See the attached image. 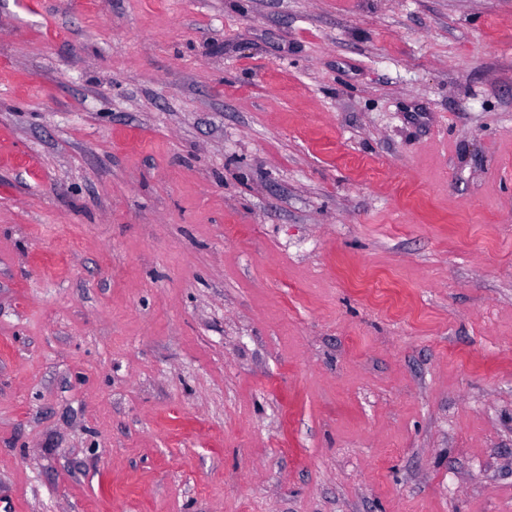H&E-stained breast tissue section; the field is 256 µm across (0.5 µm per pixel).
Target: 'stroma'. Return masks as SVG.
I'll return each instance as SVG.
<instances>
[{"label": "stroma", "instance_id": "obj_1", "mask_svg": "<svg viewBox=\"0 0 512 512\" xmlns=\"http://www.w3.org/2000/svg\"><path fill=\"white\" fill-rule=\"evenodd\" d=\"M0 512H512V0H0Z\"/></svg>", "mask_w": 512, "mask_h": 512}]
</instances>
